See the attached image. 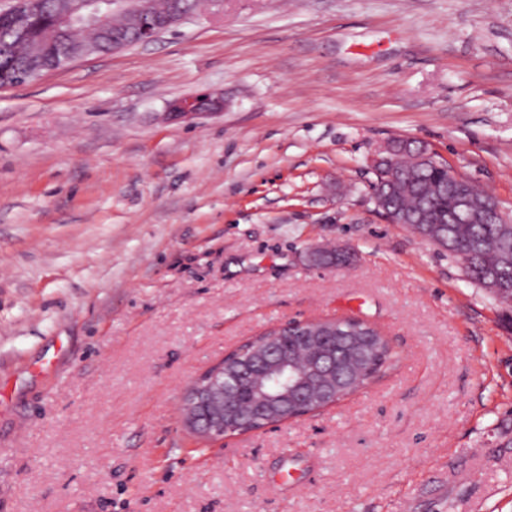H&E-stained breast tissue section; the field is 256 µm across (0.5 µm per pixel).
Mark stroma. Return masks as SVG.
Instances as JSON below:
<instances>
[{"mask_svg":"<svg viewBox=\"0 0 512 512\" xmlns=\"http://www.w3.org/2000/svg\"><path fill=\"white\" fill-rule=\"evenodd\" d=\"M393 137L512 210V0H224L0 87V512H512V303L376 210ZM342 317L397 352L378 380L186 431L226 351ZM224 99L211 93H203L192 99L174 100L167 107V116L172 120H190L204 114L222 113Z\"/></svg>","mask_w":512,"mask_h":512,"instance_id":"obj_1","label":"stroma"}]
</instances>
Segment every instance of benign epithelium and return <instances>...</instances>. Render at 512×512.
<instances>
[{
	"mask_svg": "<svg viewBox=\"0 0 512 512\" xmlns=\"http://www.w3.org/2000/svg\"><path fill=\"white\" fill-rule=\"evenodd\" d=\"M42 0H14L1 13L12 15L19 22L25 16L37 14L42 9ZM133 17L139 24L136 42L148 43L160 34L181 24L189 15L180 6L179 0H169L168 10L157 15L152 0H68L66 10L57 15V24L67 26L77 32L85 27L95 26V22L112 17ZM224 109V99L211 93H203L192 99L174 100L167 107V116L172 120H190L204 114H218ZM404 139L396 138L386 142L375 152L370 160V169L376 170L383 163L388 164L385 180H394L396 161L402 155L400 146ZM417 163H431L435 166L448 167V195L458 204L470 206L469 188L465 186L468 179L461 176L448 161L434 150L423 145L414 155ZM484 200L473 210L474 221L481 224H511L512 214L491 193L483 192ZM373 200L376 209L381 211L391 224L406 223V215L397 209H391L385 196L375 195ZM252 352L245 358L233 352L240 371L234 379V385L226 386L220 382L224 369L213 370L196 381L182 398L186 408L200 407L202 413L185 422L190 433L219 440L230 437L237 429L224 425V409L228 404L237 403L238 385L246 383L259 388L265 377L281 364L282 356L279 349L268 344L263 337L255 336L248 342ZM288 400L295 407L309 404L315 399L310 390L293 386L287 389Z\"/></svg>",
	"mask_w": 512,
	"mask_h": 512,
	"instance_id": "1",
	"label": "benign epithelium"
}]
</instances>
